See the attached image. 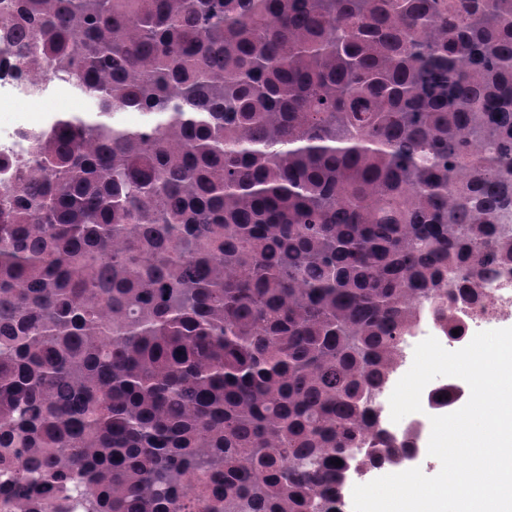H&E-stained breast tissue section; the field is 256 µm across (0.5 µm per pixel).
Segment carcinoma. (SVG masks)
Instances as JSON below:
<instances>
[{
	"mask_svg": "<svg viewBox=\"0 0 512 512\" xmlns=\"http://www.w3.org/2000/svg\"><path fill=\"white\" fill-rule=\"evenodd\" d=\"M0 41L94 103L0 187V512L399 469L403 339L512 276V0H0Z\"/></svg>",
	"mask_w": 512,
	"mask_h": 512,
	"instance_id": "1",
	"label": "carcinoma"
}]
</instances>
